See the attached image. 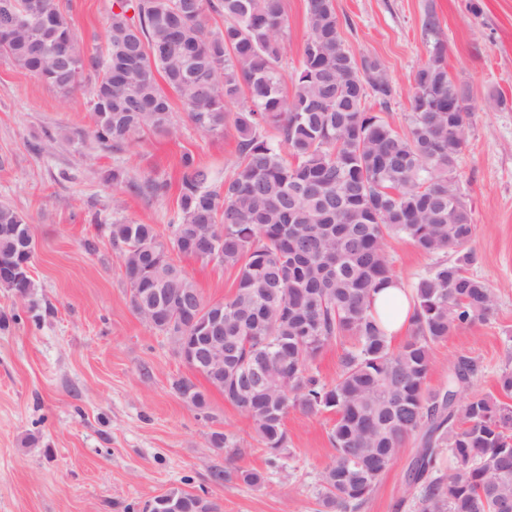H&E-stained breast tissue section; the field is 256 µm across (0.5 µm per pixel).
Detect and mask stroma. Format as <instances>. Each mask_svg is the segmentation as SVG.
<instances>
[{
    "instance_id": "35a3bbf8",
    "label": "stroma",
    "mask_w": 512,
    "mask_h": 512,
    "mask_svg": "<svg viewBox=\"0 0 512 512\" xmlns=\"http://www.w3.org/2000/svg\"><path fill=\"white\" fill-rule=\"evenodd\" d=\"M113 0H61L88 51H104ZM345 45L380 59L394 81L390 118L405 128L411 85L434 39L447 45L451 76L467 84L475 111L457 161L456 188L476 227L474 275L496 292L490 321L453 331L433 348L432 387L459 357L477 366L470 389L497 395L512 369V0H334ZM439 36L422 27L427 8ZM290 48L284 74L299 65L308 30L306 0H284ZM86 91L64 97L0 57V202L30 220L37 287L26 299L0 288V512H140L170 487L203 494L220 512H319L320 477L334 450L335 417L289 411L290 455L270 468L251 421L209 390L200 413L172 388L203 377L139 318L105 223L154 225L169 239L178 210L180 159L191 153L220 177L238 166L233 129L205 136L173 100L176 129L145 133L123 151L89 131ZM167 181L166 194L138 196L107 176ZM206 300L230 297L235 272L177 256ZM236 436L241 452L211 447L212 432ZM412 446L377 483L359 512H419L405 473ZM253 468L261 486L214 482V469Z\"/></svg>"
}]
</instances>
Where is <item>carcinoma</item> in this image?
<instances>
[{"instance_id":"1","label":"carcinoma","mask_w":512,"mask_h":512,"mask_svg":"<svg viewBox=\"0 0 512 512\" xmlns=\"http://www.w3.org/2000/svg\"><path fill=\"white\" fill-rule=\"evenodd\" d=\"M43 4V33L15 28L0 56L66 96L95 77L87 109L103 146L120 151L147 131L173 132L168 89L196 131L236 133L240 165L220 182L182 155L175 231L224 237L219 263L236 272V286L223 300L222 393L252 421L267 463L288 455L289 410L328 411L335 454L321 475V512H358L410 439L418 448L407 487L420 512H503L512 502V405L459 396L477 371L465 356L446 385L428 384L433 346L488 321L496 304L490 285L469 272L475 225L451 192L474 106L469 87L448 74L444 42L435 39L417 69L399 132L386 117L393 80L379 60L346 48L333 0H307L308 38L288 77L283 0H116L103 56L84 52L60 0ZM212 14L223 27H208ZM109 179L148 196L168 188L119 169ZM18 224L29 220L1 203L0 263L19 259ZM108 228L133 308L184 294L209 305L172 258L192 256L185 245L164 242L152 224L115 219ZM392 240L439 257L411 286L413 312L396 346L373 311L374 294L397 279ZM35 288L30 274L14 281L19 299ZM158 332L202 335L176 315ZM350 339L336 378L323 380L313 362ZM186 387L193 407L209 409L191 379L172 383L179 394ZM210 444L240 452L223 432ZM233 474L248 486L266 481L243 468L214 478Z\"/></svg>"}]
</instances>
